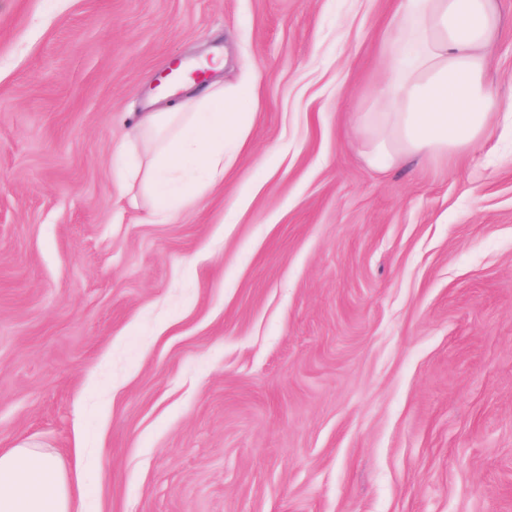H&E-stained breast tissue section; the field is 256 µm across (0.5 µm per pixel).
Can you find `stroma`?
Masks as SVG:
<instances>
[{
    "label": "stroma",
    "instance_id": "1",
    "mask_svg": "<svg viewBox=\"0 0 512 512\" xmlns=\"http://www.w3.org/2000/svg\"><path fill=\"white\" fill-rule=\"evenodd\" d=\"M469 151L369 164L398 0H0V450L84 512H512V0ZM256 81L164 224L114 147L213 47Z\"/></svg>",
    "mask_w": 512,
    "mask_h": 512
}]
</instances>
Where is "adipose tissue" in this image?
Masks as SVG:
<instances>
[{"label": "adipose tissue", "instance_id": "ef3b65f1", "mask_svg": "<svg viewBox=\"0 0 512 512\" xmlns=\"http://www.w3.org/2000/svg\"><path fill=\"white\" fill-rule=\"evenodd\" d=\"M499 26L492 0H401L386 42L388 73L361 128L370 163L462 153L485 132L498 104L486 83L484 46ZM255 87L207 86L140 113L115 148L121 176L140 181L150 218L171 219L224 179L226 144L242 146L244 103ZM72 488L39 448L0 451V512H72Z\"/></svg>", "mask_w": 512, "mask_h": 512}]
</instances>
